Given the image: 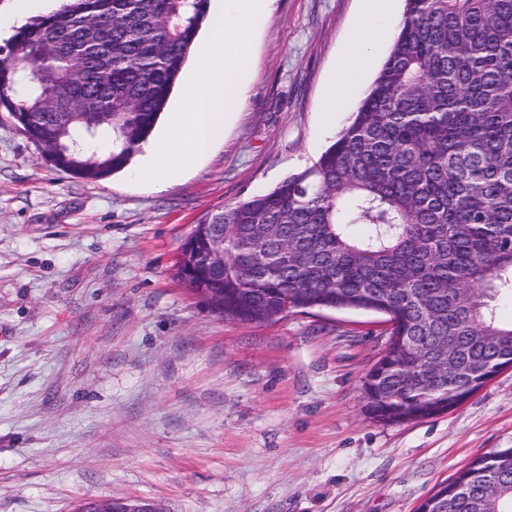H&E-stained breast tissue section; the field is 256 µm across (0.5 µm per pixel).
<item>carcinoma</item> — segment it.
Masks as SVG:
<instances>
[{"instance_id": "obj_1", "label": "carcinoma", "mask_w": 512, "mask_h": 512, "mask_svg": "<svg viewBox=\"0 0 512 512\" xmlns=\"http://www.w3.org/2000/svg\"><path fill=\"white\" fill-rule=\"evenodd\" d=\"M209 0H68L18 28L0 57V111L56 169L104 180L167 107ZM48 61L35 93L12 57ZM71 94L60 121L52 96ZM99 101L97 116L81 101ZM72 140L81 151L58 149ZM224 274L188 264L214 311L252 323L307 309L388 317L363 382L387 423L447 412L512 365V0H405L389 54L335 141L273 189L217 212ZM194 226L181 253L206 243ZM361 226L354 235L353 225ZM417 512H512V448L477 455Z\"/></svg>"}]
</instances>
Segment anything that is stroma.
I'll use <instances>...</instances> for the list:
<instances>
[{
	"label": "stroma",
	"mask_w": 512,
	"mask_h": 512,
	"mask_svg": "<svg viewBox=\"0 0 512 512\" xmlns=\"http://www.w3.org/2000/svg\"><path fill=\"white\" fill-rule=\"evenodd\" d=\"M362 0H275L254 24L246 106L223 141L154 184L46 163L0 112V512L150 500L162 512H416L471 459L512 448V368L447 413L384 425L363 381L384 315L218 316L176 274L211 213L314 163L322 106Z\"/></svg>",
	"instance_id": "35a3bbf8"
}]
</instances>
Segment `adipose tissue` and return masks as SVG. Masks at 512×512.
Instances as JSON below:
<instances>
[{
	"mask_svg": "<svg viewBox=\"0 0 512 512\" xmlns=\"http://www.w3.org/2000/svg\"><path fill=\"white\" fill-rule=\"evenodd\" d=\"M368 2V9L362 11L355 23L352 43L339 59L332 74L325 106L327 114H334L336 104L345 88L365 66L367 49L389 34L388 29L376 26L373 22L375 16L385 12L388 0H368Z\"/></svg>",
	"mask_w": 512,
	"mask_h": 512,
	"instance_id": "ef3b65f1",
	"label": "adipose tissue"
}]
</instances>
